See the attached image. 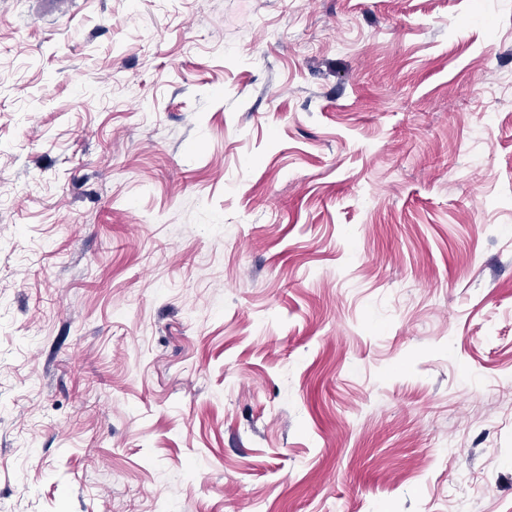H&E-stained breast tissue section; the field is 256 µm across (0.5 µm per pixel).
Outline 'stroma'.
<instances>
[{"label": "stroma", "mask_w": 512, "mask_h": 512, "mask_svg": "<svg viewBox=\"0 0 512 512\" xmlns=\"http://www.w3.org/2000/svg\"><path fill=\"white\" fill-rule=\"evenodd\" d=\"M512 0H0V512H512Z\"/></svg>", "instance_id": "35a3bbf8"}]
</instances>
